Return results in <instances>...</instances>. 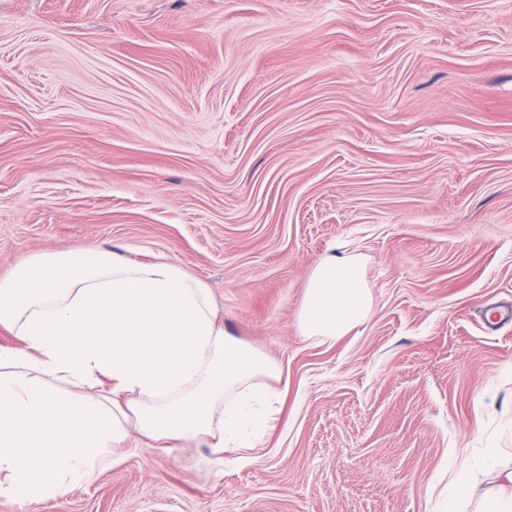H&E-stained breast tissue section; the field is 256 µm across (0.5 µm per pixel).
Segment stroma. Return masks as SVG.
<instances>
[{"label":"stroma","instance_id":"1","mask_svg":"<svg viewBox=\"0 0 512 512\" xmlns=\"http://www.w3.org/2000/svg\"><path fill=\"white\" fill-rule=\"evenodd\" d=\"M177 260L282 372L261 447L144 444L58 512H463L512 471V0H0V278ZM359 256L373 306L303 336ZM372 309L363 266L354 255L329 254L315 266L304 291L298 326L319 343H335L360 326ZM443 493L448 501V512H461L460 506L468 496L465 478L462 473L451 475Z\"/></svg>","mask_w":512,"mask_h":512}]
</instances>
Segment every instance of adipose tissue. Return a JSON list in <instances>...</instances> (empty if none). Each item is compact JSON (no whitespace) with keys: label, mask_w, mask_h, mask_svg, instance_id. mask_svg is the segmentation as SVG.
<instances>
[{"label":"adipose tissue","mask_w":512,"mask_h":512,"mask_svg":"<svg viewBox=\"0 0 512 512\" xmlns=\"http://www.w3.org/2000/svg\"><path fill=\"white\" fill-rule=\"evenodd\" d=\"M371 309L360 260L330 254L298 326L333 343ZM0 324L21 341L0 348L1 498L55 512L135 434L162 451L219 454L258 447L271 427L277 364L225 332L209 288L175 260L98 247L36 255L0 279Z\"/></svg>","instance_id":"1"}]
</instances>
